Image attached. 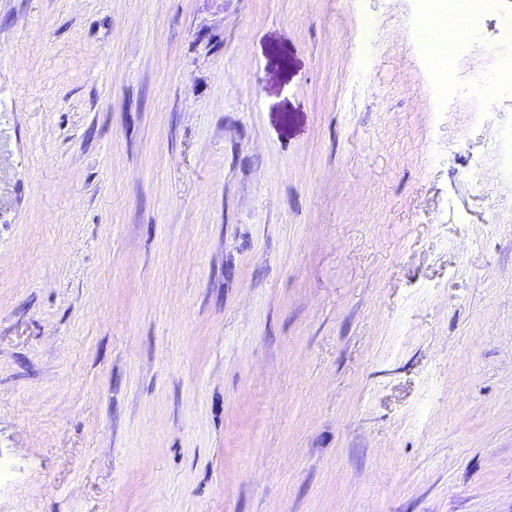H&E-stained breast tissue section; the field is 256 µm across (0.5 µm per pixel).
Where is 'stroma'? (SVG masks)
I'll return each mask as SVG.
<instances>
[{
	"instance_id": "1",
	"label": "stroma",
	"mask_w": 512,
	"mask_h": 512,
	"mask_svg": "<svg viewBox=\"0 0 512 512\" xmlns=\"http://www.w3.org/2000/svg\"><path fill=\"white\" fill-rule=\"evenodd\" d=\"M421 0H0V512H512V59ZM512 60L500 61L493 67L476 72L469 84V93L477 99L483 101H492L503 89H509V86L502 81V75L510 70L512 76Z\"/></svg>"
}]
</instances>
